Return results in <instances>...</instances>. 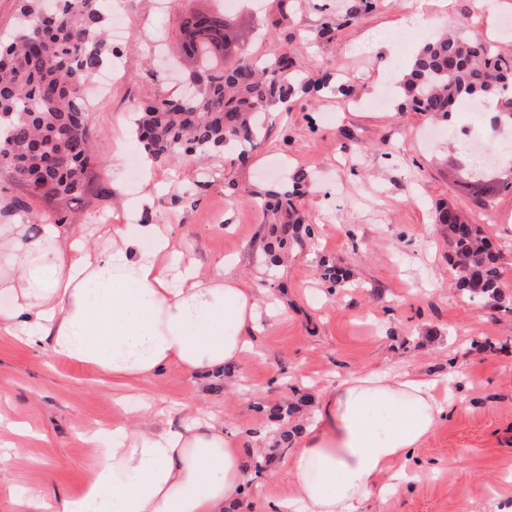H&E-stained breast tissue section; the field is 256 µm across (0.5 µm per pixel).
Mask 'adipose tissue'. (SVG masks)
<instances>
[{
	"label": "adipose tissue",
	"instance_id": "adipose-tissue-1",
	"mask_svg": "<svg viewBox=\"0 0 512 512\" xmlns=\"http://www.w3.org/2000/svg\"><path fill=\"white\" fill-rule=\"evenodd\" d=\"M151 202L134 201L137 222L109 225L103 248L80 225L33 228L1 205L0 335L128 386L172 365L205 377L240 362L262 328L260 290L229 277L223 260L205 271L183 262ZM453 403L444 379L348 374L289 452L295 493L273 512H362L404 486L414 449ZM150 409L142 401L137 415L83 434L95 456L79 491H23L20 512H233L250 469L234 434L216 416L173 428L150 421Z\"/></svg>",
	"mask_w": 512,
	"mask_h": 512
}]
</instances>
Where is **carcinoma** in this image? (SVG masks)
Here are the masks:
<instances>
[{"mask_svg": "<svg viewBox=\"0 0 512 512\" xmlns=\"http://www.w3.org/2000/svg\"><path fill=\"white\" fill-rule=\"evenodd\" d=\"M109 8V0H18L19 23L11 37L0 40V170L26 187L27 195L13 203L27 214L39 198L73 202L86 192L92 161L86 87L112 64ZM181 32L222 43L226 50L233 46L237 57L187 93L138 109L133 133L154 160L230 149L243 158L258 144L262 114L272 104H286L300 93H354L338 77L309 76L284 55L253 56L240 46L222 10L210 12L206 22L197 12L184 14ZM398 86L401 110L410 105L448 121L459 103L490 100L494 126H512V56L500 55L485 40L438 35L414 53ZM464 165L474 177V196L493 190L495 184L477 178L471 161ZM308 182L297 171L291 187L259 193L265 223L275 234L269 246L273 265L279 261L276 250L313 235L297 208ZM435 223L448 230L459 294L501 305L503 271L489 240L454 207L438 208Z\"/></svg>", "mask_w": 512, "mask_h": 512, "instance_id": "carcinoma-1", "label": "carcinoma"}]
</instances>
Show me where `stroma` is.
<instances>
[{"label": "stroma", "instance_id": "stroma-1", "mask_svg": "<svg viewBox=\"0 0 512 512\" xmlns=\"http://www.w3.org/2000/svg\"><path fill=\"white\" fill-rule=\"evenodd\" d=\"M357 2L260 0V10L239 5L228 12L253 54H291L317 77L340 73L358 89L357 102L325 93L274 105L264 140L244 163L217 154L153 164L161 185L155 220L171 225L185 259L204 265L226 258L229 275L251 280L281 308L266 320L258 348L207 379L172 366L150 382L119 387L87 366L0 338V394L33 431L12 454L9 475L0 476V512H12L21 489L78 490L92 462L81 434L116 422L144 393L176 424L187 404L200 415H218L252 460L266 462L240 510L264 512L266 502L293 491L285 453L276 447L281 427L269 420V409L296 403L288 424L304 426L325 389L365 368L461 375L468 383L466 411L449 412L418 448L407 490L371 499L367 512H482L492 498L500 512H512V313L458 294L448 236L432 222L442 202L467 212L502 256V293L512 304V192L481 205L457 165L462 140L445 131L427 140L430 114L373 104L379 87L396 83L415 51L461 13L473 15L470 37L497 39L499 52L512 56V36L500 32L502 20L512 18V0H498L491 19L474 14V0L424 6L403 50L397 36L414 0H376L372 12L345 23ZM159 3L129 0L122 71L87 115L97 163L84 197L33 204L36 214L81 224L100 247L108 243L106 225L134 219L126 202L144 190L128 178L143 158L129 115L143 101L177 90L150 46L159 40L166 54L176 53L180 11ZM282 12L288 20L275 38L259 37L260 21ZM328 21L338 26L330 41L317 36ZM297 170L311 178L302 209L314 235L275 266L263 250L267 228L253 192ZM321 260L348 272L343 288L329 290L319 278Z\"/></svg>", "mask_w": 512, "mask_h": 512}]
</instances>
